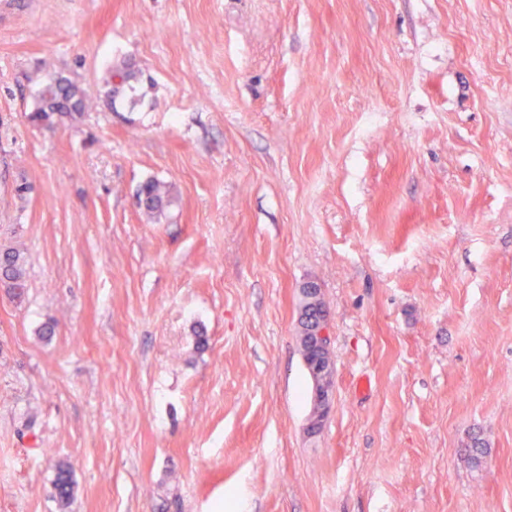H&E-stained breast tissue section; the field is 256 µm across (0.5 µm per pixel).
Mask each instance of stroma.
Listing matches in <instances>:
<instances>
[{
	"mask_svg": "<svg viewBox=\"0 0 512 512\" xmlns=\"http://www.w3.org/2000/svg\"><path fill=\"white\" fill-rule=\"evenodd\" d=\"M0 244V512H512V0H0ZM87 96L77 84L61 77L47 76L37 93L35 115L50 112H84ZM141 194V209L148 215L162 214L166 207L172 203L168 187L155 179L144 181L138 188ZM0 285L14 299H21L27 288V275L21 253L12 247H0ZM304 304L301 310L300 326L303 328V333L307 334L312 328L313 323L308 319L311 317L310 312H313L318 306H324L323 319L318 327L311 331L310 336H304L311 345L319 349L321 355L312 362H307L313 359V354L309 352L304 341L301 346V353L305 367L310 377L313 379L314 387L312 393V400L314 410L316 412V420L322 423L325 413L327 411L334 385L333 368L330 357V344L331 336L329 334V311L321 299L317 298L316 294L310 293L304 289ZM308 317V319H305ZM323 355V356H322Z\"/></svg>",
	"mask_w": 512,
	"mask_h": 512,
	"instance_id": "obj_1",
	"label": "stroma"
}]
</instances>
